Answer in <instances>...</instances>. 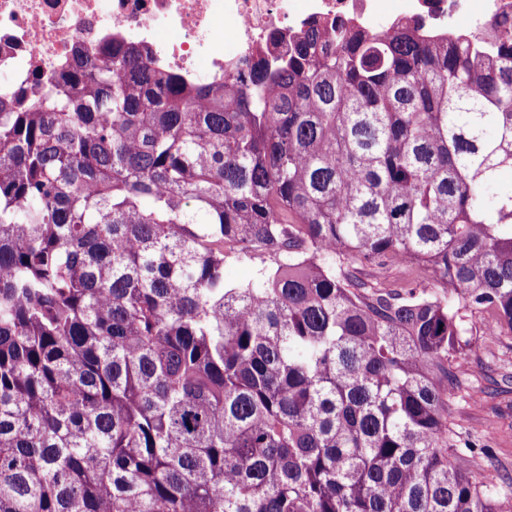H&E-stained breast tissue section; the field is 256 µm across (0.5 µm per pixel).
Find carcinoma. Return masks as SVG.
Wrapping results in <instances>:
<instances>
[{
	"label": "carcinoma",
	"mask_w": 512,
	"mask_h": 512,
	"mask_svg": "<svg viewBox=\"0 0 512 512\" xmlns=\"http://www.w3.org/2000/svg\"><path fill=\"white\" fill-rule=\"evenodd\" d=\"M327 24L0 101V512H512L452 419L512 339V31ZM257 261L228 258L224 265L225 277L234 283L246 284L254 279Z\"/></svg>",
	"instance_id": "carcinoma-1"
}]
</instances>
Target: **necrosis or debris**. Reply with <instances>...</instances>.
I'll list each match as a JSON object with an SVG mask.
<instances>
[{
  "label": "necrosis or debris",
  "mask_w": 512,
  "mask_h": 512,
  "mask_svg": "<svg viewBox=\"0 0 512 512\" xmlns=\"http://www.w3.org/2000/svg\"><path fill=\"white\" fill-rule=\"evenodd\" d=\"M512 18V0H0V82L52 77L76 50L104 40L148 47L155 64L198 81L273 51V33L312 17H354L365 27L420 20L444 34Z\"/></svg>",
  "instance_id": "1"
}]
</instances>
